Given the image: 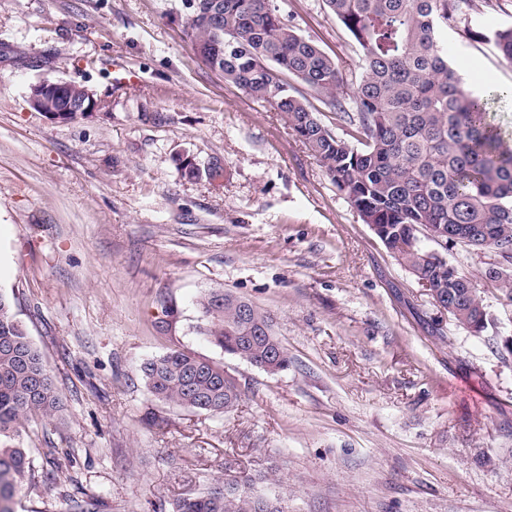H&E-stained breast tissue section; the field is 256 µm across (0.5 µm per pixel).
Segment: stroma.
<instances>
[{
  "instance_id": "stroma-1",
  "label": "stroma",
  "mask_w": 512,
  "mask_h": 512,
  "mask_svg": "<svg viewBox=\"0 0 512 512\" xmlns=\"http://www.w3.org/2000/svg\"><path fill=\"white\" fill-rule=\"evenodd\" d=\"M348 78L362 51L322 0H273ZM439 39L468 91L512 87L492 35L512 0ZM182 0H0V293L62 395L30 420L14 512H169L225 470L261 472L290 512H512V301L492 250L449 248L494 321L456 327L268 105L194 53ZM63 79L96 111L56 122L30 87ZM220 162L188 179L179 160ZM229 290L288 350L269 375L203 335ZM183 349L243 396L211 415L155 399L139 368Z\"/></svg>"
}]
</instances>
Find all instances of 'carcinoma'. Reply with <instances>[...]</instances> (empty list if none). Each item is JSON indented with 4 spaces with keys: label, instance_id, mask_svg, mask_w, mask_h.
<instances>
[{
    "label": "carcinoma",
    "instance_id": "cac0c4a2",
    "mask_svg": "<svg viewBox=\"0 0 512 512\" xmlns=\"http://www.w3.org/2000/svg\"><path fill=\"white\" fill-rule=\"evenodd\" d=\"M203 0H182L185 33L202 61L224 82L277 112L324 167L364 223L414 275L431 285L448 317L474 334L490 314L475 277L424 246L436 242L473 251L493 248L499 262L484 276L512 302V150L490 120L488 101L463 86L440 47L442 25L470 28L489 0H323L361 46L362 76L347 82L336 59L285 21L273 0H223L224 32L198 16ZM512 62V25L493 32ZM315 92L345 125L339 135L288 82ZM184 177L215 179L224 167L180 160ZM205 335L224 353L275 375L288 369V351L269 316L228 291L200 302ZM155 398L194 412L226 414L242 399L224 364L172 350L140 368ZM63 399L10 299L0 294V512L30 468L17 442L34 419H59ZM266 476L233 475L172 503L171 512H289L288 498L255 490Z\"/></svg>",
    "mask_w": 512,
    "mask_h": 512
}]
</instances>
